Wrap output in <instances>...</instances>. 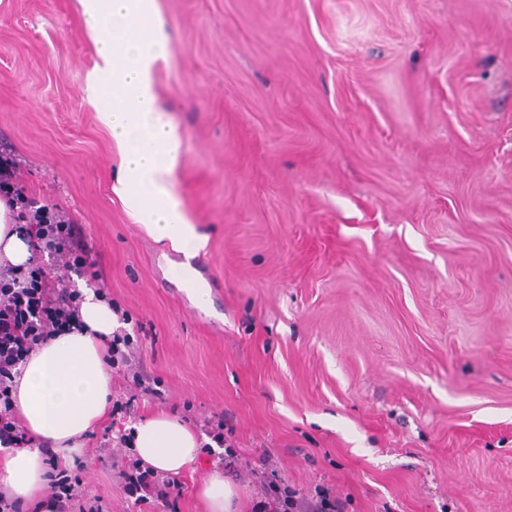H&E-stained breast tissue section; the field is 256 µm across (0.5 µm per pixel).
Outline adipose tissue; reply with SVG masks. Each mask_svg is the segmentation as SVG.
Listing matches in <instances>:
<instances>
[{
	"mask_svg": "<svg viewBox=\"0 0 512 512\" xmlns=\"http://www.w3.org/2000/svg\"><path fill=\"white\" fill-rule=\"evenodd\" d=\"M79 3L98 56L90 83L98 89L104 80L112 82V102L99 106L97 118L111 132L122 155L113 191L135 223L155 241L183 255L178 274L195 305L209 307L210 292L191 264L204 242L175 189L179 134L169 113L159 106L153 84V70L166 60L169 40L156 0ZM79 313L83 330L56 336L41 346L16 379L18 416L36 445L0 456V488L10 497L32 500L46 483L48 468L38 441L70 455L106 412L112 374L104 357L118 318L107 301L90 290ZM200 444L195 430L162 413L134 426L138 458L169 475L193 463ZM198 492L208 512H240L244 506L236 485L220 470L208 473Z\"/></svg>",
	"mask_w": 512,
	"mask_h": 512,
	"instance_id": "obj_1",
	"label": "adipose tissue"
}]
</instances>
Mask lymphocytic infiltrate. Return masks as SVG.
<instances>
[{"mask_svg": "<svg viewBox=\"0 0 512 512\" xmlns=\"http://www.w3.org/2000/svg\"><path fill=\"white\" fill-rule=\"evenodd\" d=\"M31 255L23 265L0 268V449L10 450L31 444L26 429L15 415V380L29 357L46 341L69 331L80 321L82 299L70 285L72 274L84 276L88 286L103 291L104 280L88 258L78 238L76 225L57 221L50 210L39 219L17 225ZM48 255L55 263L53 275L42 272L37 260ZM123 327L114 331L108 345V365L113 375L131 388L150 392V380L137 370L134 359L139 350L137 334L128 332V312H120ZM53 474L41 498L31 512H100L99 504L83 505L85 491L78 475L57 461L51 448H43ZM124 491L140 512H175L183 493L182 482L141 464L139 459L125 461L121 471ZM341 501L328 493L317 496L314 505H306L296 491L267 484L252 506V512H342Z\"/></svg>", "mask_w": 512, "mask_h": 512, "instance_id": "obj_1", "label": "lymphocytic infiltrate"}]
</instances>
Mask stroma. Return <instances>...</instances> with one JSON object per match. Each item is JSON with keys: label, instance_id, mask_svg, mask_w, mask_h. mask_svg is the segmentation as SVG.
<instances>
[{"label": "stroma", "instance_id": "obj_1", "mask_svg": "<svg viewBox=\"0 0 512 512\" xmlns=\"http://www.w3.org/2000/svg\"><path fill=\"white\" fill-rule=\"evenodd\" d=\"M196 308L112 192L78 0H0V153L79 227L159 381L121 419L223 416L262 479L343 512H512V0H157ZM85 439L65 465L138 512ZM207 453L179 475L178 512Z\"/></svg>", "mask_w": 512, "mask_h": 512}]
</instances>
